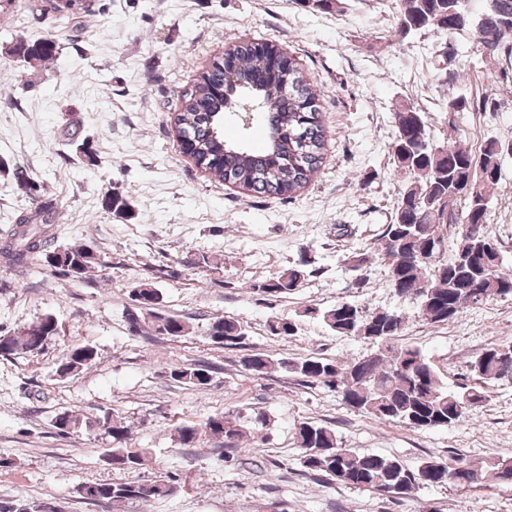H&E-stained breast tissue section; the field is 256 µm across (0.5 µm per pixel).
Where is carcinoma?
Returning <instances> with one entry per match:
<instances>
[{
  "label": "carcinoma",
  "instance_id": "cac0c4a2",
  "mask_svg": "<svg viewBox=\"0 0 512 512\" xmlns=\"http://www.w3.org/2000/svg\"><path fill=\"white\" fill-rule=\"evenodd\" d=\"M469 0H400L399 33L436 30L448 33L476 30L480 45L489 53L512 56V0H483L484 19L467 11ZM30 60L45 62L53 55L52 41L44 39L20 47ZM237 69L229 74L218 63L202 73L200 80L183 95V108L175 117L178 139L189 140L192 159L212 178L242 186L265 197L285 196L305 187L320 171L329 140L322 124L317 89L300 74L295 63L264 84L253 78L280 49L271 44L257 51L256 43L242 41L229 48ZM251 99L261 103L259 119L269 125V143L262 154L255 153L242 138L224 133L226 114ZM496 101L486 96L448 100L450 112H493ZM396 135L393 162L396 171L409 177L401 190L395 214L385 225L380 250L389 261V277L401 295L417 300L419 313L431 324L454 321L468 309L493 298L512 296V273L502 271L503 258L496 241L486 230L487 189L501 179L502 159L512 153V141L488 138L479 154L462 140L446 146L433 144L426 133L424 113L412 106L395 114ZM0 174L12 179L29 193L37 185L26 172L0 164ZM465 200V209L458 208ZM105 210L125 213L129 203L119 192H107ZM40 223L24 215L0 242V263L9 269H23L42 262L53 271L80 280L101 264L90 244L68 248L52 247L48 227L55 223L54 208H39ZM458 226L456 244L448 257L442 256L440 227ZM306 261L283 270L277 277L257 282L252 289L270 297L286 295L300 287ZM137 307L127 314L134 335L154 333L177 339L191 332L180 317L159 308V291L143 282L132 291ZM304 315L320 320L340 336L362 337L378 342V349L359 361L346 363L317 356L274 361L264 354L244 360L247 370L263 375L278 366L310 383H321L340 394L343 402L358 412L380 421L402 423L416 430L454 427L487 400V385L512 379V355L504 349L512 340L488 345L469 363L472 384L450 392L420 350L395 346L393 341L405 326V318L392 311L358 314L357 305L341 301L332 306H308ZM273 336L288 338L298 332L294 317H275L268 323ZM59 334L50 315L2 332L9 346L2 357L38 354ZM209 340L223 347H236L246 338L245 328L235 319L213 317L206 328ZM97 351L91 346H69L58 359L56 372L73 375L91 365ZM169 376L192 386L210 383L209 372L194 366H175ZM55 427L64 433L102 431L112 439L110 461L123 470L139 469L146 452L126 446L128 427L118 414L97 416L59 413ZM245 427L242 417L228 412L209 417L203 429H176L182 443L197 440L204 430L229 444L240 439ZM300 463L309 472L353 488L386 492L391 479L405 483L406 491L425 486L471 485L490 478L498 485L512 487V457L490 456L471 460L461 455L446 460L426 459L409 468L396 457L362 453L340 444L336 433L326 427L302 422L296 432ZM177 487L158 476L153 480L87 483L80 487L85 498L107 503L149 501L173 495ZM41 502H16L0 498V512H40Z\"/></svg>",
  "mask_w": 512,
  "mask_h": 512
}]
</instances>
